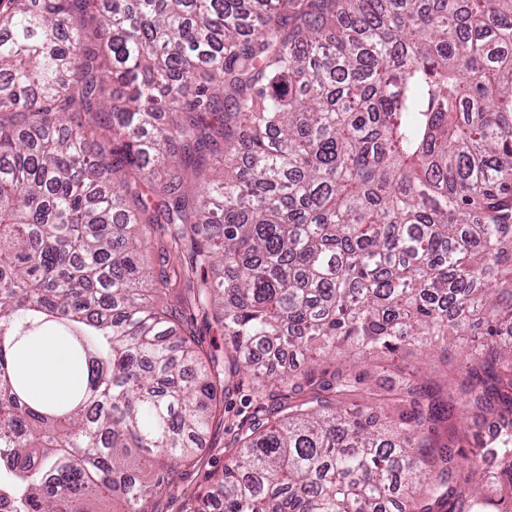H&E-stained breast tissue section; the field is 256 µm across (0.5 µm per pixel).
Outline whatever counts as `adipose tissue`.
Returning a JSON list of instances; mask_svg holds the SVG:
<instances>
[{
    "label": "adipose tissue",
    "instance_id": "adipose-tissue-1",
    "mask_svg": "<svg viewBox=\"0 0 512 512\" xmlns=\"http://www.w3.org/2000/svg\"><path fill=\"white\" fill-rule=\"evenodd\" d=\"M14 369L28 396L44 403L67 402L86 380L85 372L75 367L70 346L47 330L28 337Z\"/></svg>",
    "mask_w": 512,
    "mask_h": 512
}]
</instances>
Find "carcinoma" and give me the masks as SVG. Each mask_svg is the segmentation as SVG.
Instances as JSON below:
<instances>
[{
    "instance_id": "carcinoma-1",
    "label": "carcinoma",
    "mask_w": 512,
    "mask_h": 512,
    "mask_svg": "<svg viewBox=\"0 0 512 512\" xmlns=\"http://www.w3.org/2000/svg\"><path fill=\"white\" fill-rule=\"evenodd\" d=\"M182 249L235 376L478 330L461 402L403 376L389 429L277 373L186 512H512V0H0V512H157L197 466L230 379L158 304ZM39 329L65 406L15 374ZM14 369L28 396L44 403L67 402L86 380L85 372L75 367L70 346L47 330L28 337Z\"/></svg>"
}]
</instances>
